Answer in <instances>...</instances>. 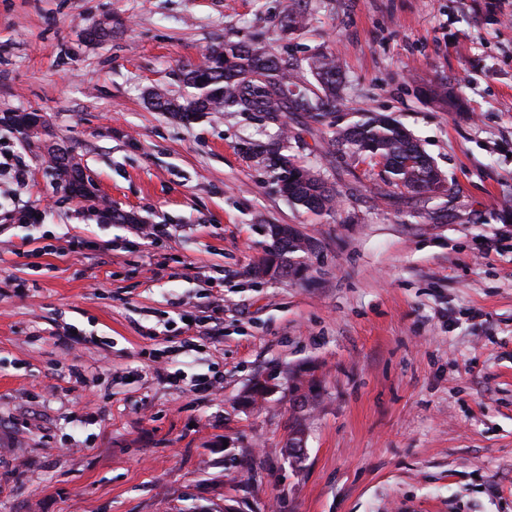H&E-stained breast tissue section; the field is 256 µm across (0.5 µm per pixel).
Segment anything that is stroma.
<instances>
[{
  "mask_svg": "<svg viewBox=\"0 0 512 512\" xmlns=\"http://www.w3.org/2000/svg\"><path fill=\"white\" fill-rule=\"evenodd\" d=\"M297 3L306 25L284 31ZM508 12L0 0V162L28 174L0 176V512H512ZM99 25L111 36L88 39ZM227 40L305 84L313 57H336L342 123L396 119L444 189L388 185L300 112L185 123L149 104L154 89L187 97L183 69ZM20 111L45 116L49 143L6 124ZM269 143L335 185V206L280 196L251 152ZM51 144L85 195L57 180ZM29 204L39 220L19 223ZM108 205L138 224L106 220ZM155 224L165 235L145 238ZM270 224L314 242L299 274L255 276ZM200 377L211 393L191 392Z\"/></svg>",
  "mask_w": 512,
  "mask_h": 512,
  "instance_id": "1",
  "label": "stroma"
}]
</instances>
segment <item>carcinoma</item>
<instances>
[{"instance_id":"1","label":"carcinoma","mask_w":512,"mask_h":512,"mask_svg":"<svg viewBox=\"0 0 512 512\" xmlns=\"http://www.w3.org/2000/svg\"><path fill=\"white\" fill-rule=\"evenodd\" d=\"M312 70L318 87L305 95L293 93L291 88L299 86V82L292 64L264 49L226 41L207 53L204 64L185 71V81L193 89L187 98L179 102L155 91L151 93L152 105L181 121L194 120L206 112L233 109L306 112L323 125L335 114L342 68L335 57L320 54L313 58ZM331 145L354 160L383 164L390 184L419 197L434 195L435 185L442 180L440 170L413 136L387 115L372 114L338 127ZM263 154L272 169L276 191L294 206L314 214L334 206L336 190L320 174L278 153L276 148ZM52 162L67 185L77 188L83 184L82 170L73 158L55 154ZM311 250V242L301 235L282 237L272 242L271 251L254 274L263 275L271 265L283 276L294 274L298 271L294 255Z\"/></svg>"}]
</instances>
